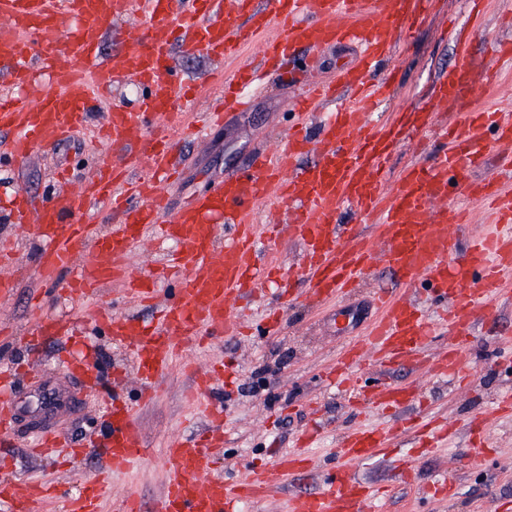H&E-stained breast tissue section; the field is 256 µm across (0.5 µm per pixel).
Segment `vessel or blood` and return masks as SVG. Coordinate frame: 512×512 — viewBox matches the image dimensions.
I'll list each match as a JSON object with an SVG mask.
<instances>
[{
	"label": "vessel or blood",
	"mask_w": 512,
	"mask_h": 512,
	"mask_svg": "<svg viewBox=\"0 0 512 512\" xmlns=\"http://www.w3.org/2000/svg\"><path fill=\"white\" fill-rule=\"evenodd\" d=\"M419 0H0V64L8 68L15 88L0 98V130L11 135L0 155L25 160L41 147L58 145L82 126L95 93L134 75L142 95L134 106L108 112L104 137L122 148V158L98 166L79 188L59 192L42 205L25 190L11 199L16 223L29 225L39 245L38 273L60 279L65 296L87 298L91 290L111 281L124 284L130 301L150 304L156 291L145 274L130 270V254L141 235L175 239L162 273L178 287L164 302L157 322L127 314L105 318L113 342L131 350L140 376L139 402L154 394V380L177 357L181 339L206 341L216 333L239 334L234 302L244 300L269 282L281 283L277 298L290 301L292 276L261 261L258 239L283 237L301 243L302 268L310 283L303 300L315 305L331 297H350L357 279L382 263L399 288L380 291L378 310L368 329V342L378 366L410 367L436 378L459 382L467 378L461 353L479 315L505 293L512 282V191L493 181L474 183L472 170L484 162L487 144H494L512 164V113L477 108L474 91L480 80H492L493 67L512 63V46L492 49L476 58L469 41L456 37V60L433 88L434 111L398 112L373 122L369 114L392 91L389 79L372 74L394 51L396 35L423 17ZM114 30L120 55L103 59L101 44ZM336 44L356 46L355 64L342 65L335 84H313L298 103L308 110L332 100L337 88L349 99L318 133L294 128L283 144H270L249 170L225 176L213 191L191 198L174 223L162 216L167 201L160 190L181 165L176 130L183 114L172 100L190 94L191 83L178 80L168 65L172 47L186 56L205 55L222 61L241 46H253L255 60L224 80L225 109L247 107L246 96L271 74L308 50L307 69L319 52ZM434 128L440 143L426 163L410 164L391 188H384L389 159L407 132ZM313 155L311 164L295 159ZM461 195L484 202L497 231L459 248L454 231L465 212L449 201ZM271 202L276 223L256 227L255 208ZM111 204L120 215L109 235L99 236L84 217L93 203ZM353 212L372 218L370 234L341 216ZM229 228L223 248H216L219 227ZM13 248L0 240V303L9 300L17 280L10 272ZM425 289L440 311L430 319L414 301ZM446 329L447 345L433 348L438 329ZM69 324L42 320L30 345L67 334ZM359 342H351L328 373L354 402H366L385 418L372 428L348 427L331 459L321 468L314 491L290 496L285 512H371L379 488L356 479L355 464L376 460L392 450L399 434H409L417 454L432 453L447 442L446 421L419 415L404 425L391 423L396 410L417 399L411 383L379 379L366 384L357 368ZM233 377L225 363L193 369L188 396L200 402L220 382ZM209 425L200 434L171 442L163 452L167 473L158 512H240L241 503L260 502L285 485L292 475L308 470V449L314 432L301 435L299 448L253 466L233 481L212 475L224 450V410L206 406ZM17 386L10 370L0 369V437L8 438L17 418ZM487 426L478 415L469 423L471 458L486 456L482 434ZM115 473L128 471L147 458L144 436L130 406L112 410V435L98 449ZM48 481L0 485V504L8 512H40ZM111 485L94 480L64 500V512H100Z\"/></svg>",
	"instance_id": "1"
}]
</instances>
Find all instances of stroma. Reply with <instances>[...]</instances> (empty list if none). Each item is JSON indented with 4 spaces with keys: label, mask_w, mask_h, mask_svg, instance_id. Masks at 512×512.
Returning a JSON list of instances; mask_svg holds the SVG:
<instances>
[{
    "label": "stroma",
    "mask_w": 512,
    "mask_h": 512,
    "mask_svg": "<svg viewBox=\"0 0 512 512\" xmlns=\"http://www.w3.org/2000/svg\"><path fill=\"white\" fill-rule=\"evenodd\" d=\"M468 22L467 0H433L422 22L398 39L396 58L378 70L379 75L393 78L392 97L379 105L378 114L429 107L436 77L455 61V44L447 29L454 26L464 30ZM501 40L512 41V0H487L482 25L472 37V48L480 55ZM298 91L295 84L276 82L254 96L248 111L228 113L223 125L203 129L196 138L185 137L181 143V177L163 189L169 214H176L189 198L202 194L225 175L251 165L264 142L286 137L294 123L302 121L311 131H318L326 112L318 109L299 116L294 111ZM135 100L132 85L115 87L111 96L92 103L89 128L76 132L64 144L38 149L27 160L0 159V200L18 188L41 200L49 198L60 188L57 172L61 169L67 171L74 185L90 177L99 162L120 153L119 148L97 140L93 127L112 106H129ZM1 234L14 242V267L22 279L11 300L0 304V330L15 336L13 344H0V365L28 364L32 371L22 375L18 383L21 409L7 447H0V480L45 479L55 483L61 495L73 494L103 472L104 460L91 449L70 466H56L53 458L32 454L37 435L47 428L76 446L106 441L112 423L105 406L115 399H136V362L129 349L113 344L104 324L81 318L58 285L37 279L38 245L34 237L14 226L2 210ZM395 285L392 274L376 266L355 292L351 303L355 317L344 326L336 323L338 301L311 308L295 300L286 308L277 334L258 332L236 339L218 336L190 349V357L200 363L224 361L240 371L237 387L226 390L219 386L208 396L211 403L223 405L229 434L226 453L217 458L214 474L238 478L264 458L267 448L280 453L294 448L298 435L316 418L311 412L315 405L321 409L317 418L322 422V432L311 452L319 464L327 460L348 425L373 422L372 409H352L324 371L335 363L346 342L362 338L376 317L377 310L371 303L373 292ZM42 315L66 318L81 327L94 353L95 387L65 377L63 363L74 350L66 340L47 343L38 357L29 356L24 339L34 335L36 321ZM481 323L465 353L469 373L466 386L454 389L448 381L409 368L383 372L388 378L417 383L422 390L419 414L446 420L453 434L447 451L416 462L411 483H403L398 476L409 448L404 438L397 440L392 453L357 467V476L390 487L388 497L378 504V512H480L484 507L494 512L501 504H512V420L489 425L488 457L477 463L468 458L470 418L489 410L500 394L512 391V370L495 356L500 336L512 332V306L484 314ZM260 370L270 383L269 389L255 387V374ZM48 383L61 391L63 402L57 410L45 413L37 406L41 388ZM190 384L189 374L180 366L158 382L153 399L138 411V424L150 455L137 470L113 479L116 490L140 498L144 512H156L166 483L161 448L206 423L205 416L186 400ZM445 473L456 482V498L447 503L429 499L428 483Z\"/></svg>",
    "instance_id": "1"
}]
</instances>
